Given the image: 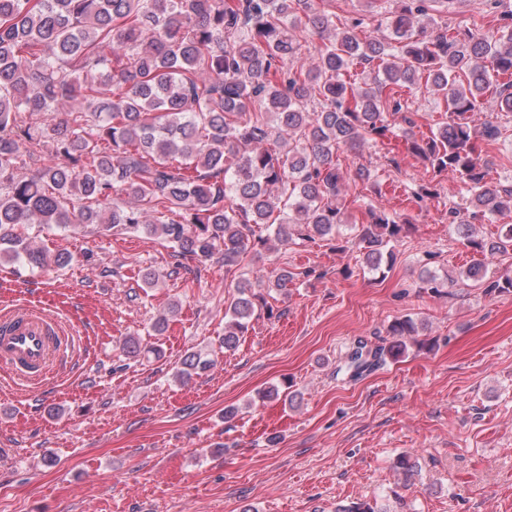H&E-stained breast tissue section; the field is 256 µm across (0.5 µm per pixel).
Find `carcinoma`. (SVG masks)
Instances as JSON below:
<instances>
[{
    "mask_svg": "<svg viewBox=\"0 0 512 512\" xmlns=\"http://www.w3.org/2000/svg\"><path fill=\"white\" fill-rule=\"evenodd\" d=\"M433 0H399L385 17L389 35L358 36L363 20L338 28L314 0H0V263L63 269L69 252L36 244L25 227L67 230L101 224L119 234L154 236L172 257L218 258L235 288L224 311L220 347L235 350L252 321L272 315L261 288L283 291L309 272L279 267L255 282L241 270L248 252L322 241L344 251L347 226L337 162L346 148L403 133L432 177L457 173L473 210L448 208L462 245L477 253L512 251V225L495 240L472 221L512 213V185L486 180L478 138L501 131L494 114L470 115L494 93L512 112V13L499 36L440 27L422 16ZM322 40L317 61L300 64L301 40ZM361 77L347 80L353 69ZM426 80L451 121L430 136L408 135L414 121L384 89ZM82 108L62 114L57 106ZM43 112L34 125L29 114ZM350 225L351 244L371 270L390 264L388 245L405 225L383 209ZM465 277L511 293L512 276L492 278L481 264ZM386 348L359 342L346 356L358 379L416 341L411 318L394 320ZM156 355L137 336L122 351ZM214 354L188 350L175 377L211 371ZM411 480L416 460L396 459Z\"/></svg>",
    "mask_w": 512,
    "mask_h": 512,
    "instance_id": "cac0c4a2",
    "label": "carcinoma"
}]
</instances>
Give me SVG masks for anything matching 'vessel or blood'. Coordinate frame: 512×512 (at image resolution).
I'll return each instance as SVG.
<instances>
[{"mask_svg":"<svg viewBox=\"0 0 512 512\" xmlns=\"http://www.w3.org/2000/svg\"><path fill=\"white\" fill-rule=\"evenodd\" d=\"M70 353L69 337L42 308L23 303L0 312V368L8 371L12 385L39 389Z\"/></svg>","mask_w":512,"mask_h":512,"instance_id":"1","label":"vessel or blood"}]
</instances>
